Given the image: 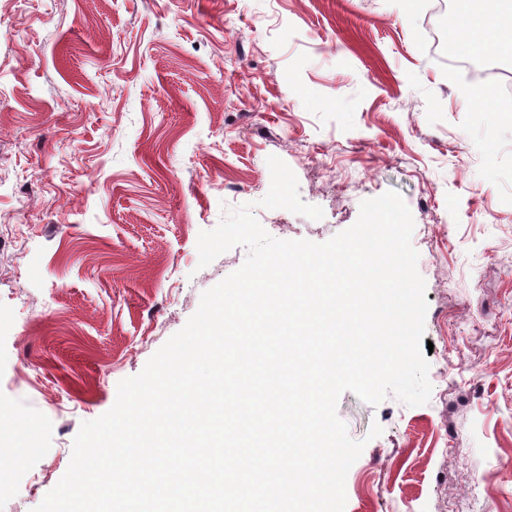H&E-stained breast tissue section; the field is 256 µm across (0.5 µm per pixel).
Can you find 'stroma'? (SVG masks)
<instances>
[{"label":"stroma","instance_id":"stroma-1","mask_svg":"<svg viewBox=\"0 0 512 512\" xmlns=\"http://www.w3.org/2000/svg\"><path fill=\"white\" fill-rule=\"evenodd\" d=\"M435 5L0 0V406L37 439L0 512H33L82 423L243 265L237 246L199 267L200 231L250 203L273 237L323 243L390 190L432 393L340 396L366 443L345 512H512V51L455 66ZM272 155L322 219L261 207Z\"/></svg>","mask_w":512,"mask_h":512}]
</instances>
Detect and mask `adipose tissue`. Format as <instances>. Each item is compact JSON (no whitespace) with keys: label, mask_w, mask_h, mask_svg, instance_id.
<instances>
[{"label":"adipose tissue","mask_w":512,"mask_h":512,"mask_svg":"<svg viewBox=\"0 0 512 512\" xmlns=\"http://www.w3.org/2000/svg\"><path fill=\"white\" fill-rule=\"evenodd\" d=\"M460 47L472 53L497 52L512 47V0H494L476 8L472 0H459L454 17Z\"/></svg>","instance_id":"adipose-tissue-1"}]
</instances>
